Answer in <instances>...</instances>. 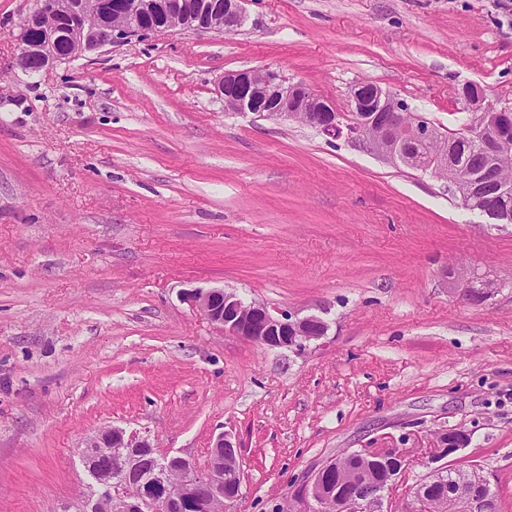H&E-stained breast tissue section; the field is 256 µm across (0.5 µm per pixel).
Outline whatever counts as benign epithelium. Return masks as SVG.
Returning a JSON list of instances; mask_svg holds the SVG:
<instances>
[{"label": "benign epithelium", "instance_id": "obj_1", "mask_svg": "<svg viewBox=\"0 0 512 512\" xmlns=\"http://www.w3.org/2000/svg\"><path fill=\"white\" fill-rule=\"evenodd\" d=\"M244 0H88L84 6L70 11L64 21L49 28L42 17L59 12L58 0H44L39 13L27 16L19 35V65L29 70L33 60L41 61L45 69L64 63L85 52L98 50L116 42L128 41L172 27L205 30L217 33L235 31L243 22ZM219 92L224 105L234 112H250L259 117L276 120L307 121L325 136L346 137L390 163L416 168L407 154L404 142L386 143L385 139L397 131L420 140H433L437 133L423 119L409 124L404 120L406 108L382 87L363 82L350 92V111L372 112L379 124L376 138L367 135L365 128L348 130L336 107L328 104L304 82L288 83L275 70L254 72L248 69L232 70L221 77ZM465 98L478 115L479 133L484 139L497 138L502 119L512 116L511 107L490 106L483 89L470 85ZM181 301L197 311L211 325L225 333L256 342L270 349L301 352L311 342L326 335L327 323L316 314L300 317L290 312L273 314L263 303L243 305L235 293L222 288L186 289ZM470 442V434L462 428H452L436 439L429 460L437 463L426 478L413 488L409 512H428L429 507L442 502L453 504L466 501L471 512H494L489 499L476 492L474 484H460L450 491L438 490L439 477L448 469L446 459L456 456ZM149 448V439L139 433L128 432L117 426L105 427L85 440L82 456L87 468L94 467L98 449ZM239 460L235 436L220 432L208 452L204 464L180 455L159 458L153 478L137 482L141 457L133 453L121 461L127 480L133 482L129 491L137 507L144 512H160L177 499L186 512H207L210 504L224 500V459ZM339 458L326 461L303 480L295 483L283 505V512H319L326 501L332 502L334 512H392L389 496L396 478L374 488L365 484L346 485L334 480ZM179 473V482L172 485L169 472ZM112 493V479L102 476L83 512H92L106 494Z\"/></svg>", "mask_w": 512, "mask_h": 512}]
</instances>
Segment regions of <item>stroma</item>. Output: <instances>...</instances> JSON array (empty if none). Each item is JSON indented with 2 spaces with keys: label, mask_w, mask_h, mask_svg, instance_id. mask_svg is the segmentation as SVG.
Listing matches in <instances>:
<instances>
[{
  "label": "stroma",
  "mask_w": 512,
  "mask_h": 512,
  "mask_svg": "<svg viewBox=\"0 0 512 512\" xmlns=\"http://www.w3.org/2000/svg\"><path fill=\"white\" fill-rule=\"evenodd\" d=\"M0 0V512H79L98 429L204 462L241 448L229 512H273L346 451L412 463L471 435L512 512V224L444 179L298 122L225 109V71H278L347 111L372 82L439 131L467 85L512 107V0H246L237 31L172 28L30 74ZM501 287L473 304L459 268ZM218 287L320 315L301 354L224 333L180 300Z\"/></svg>",
  "instance_id": "35a3bbf8"
}]
</instances>
